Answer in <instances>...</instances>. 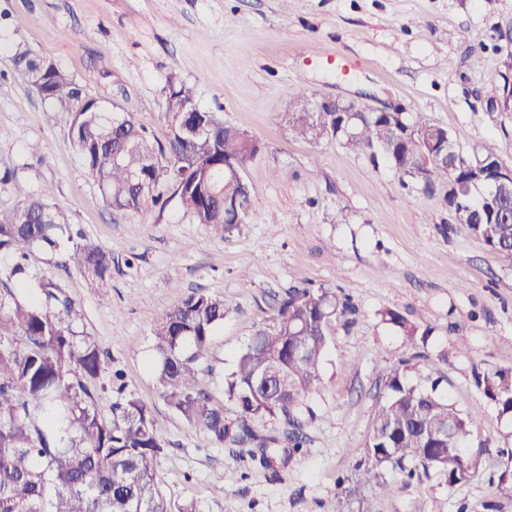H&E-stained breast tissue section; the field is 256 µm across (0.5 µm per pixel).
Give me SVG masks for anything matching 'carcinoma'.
I'll return each instance as SVG.
<instances>
[{"label": "carcinoma", "instance_id": "obj_1", "mask_svg": "<svg viewBox=\"0 0 512 512\" xmlns=\"http://www.w3.org/2000/svg\"><path fill=\"white\" fill-rule=\"evenodd\" d=\"M41 56L19 43L13 55L19 74L57 114L108 206L126 212L164 209L176 200L195 223L231 234L244 223L249 195L236 172L262 153L247 132L200 110L206 132L184 128L185 104L196 105L194 88L173 75L167 83L163 118L170 135L155 143L129 113L108 110L99 101L78 98V83L58 66L37 68ZM291 132L317 141L332 137L351 151L374 160L381 156L403 178L424 170L425 185L448 176L447 200L454 221L467 225L489 249L512 250V197L491 196L483 184L500 166L488 151L470 156L457 151L454 168L434 160L453 146L448 132L422 117H394L388 112H334L322 104L313 110L306 91L292 94ZM70 246L61 249V241ZM36 250L61 256L90 288L112 277V253L65 221L42 195L17 207L0 209V256L12 261L9 277L27 290L31 276L25 261ZM348 303L325 289L293 288L278 302L268 324L258 328L235 359L224 380V397L238 408L226 421L224 406L200 388L212 336L224 322V299L205 293L182 298L152 330L157 379L168 405L216 443L256 448L260 463L270 467L276 439L257 421L278 418L293 427L287 436L292 451L305 440L299 432L301 399L320 381V367L336 316ZM80 305L52 280L20 300L9 290L0 295V512H168L155 485V469L165 453L149 404L125 392L119 374L113 390L112 417L99 410L94 382L105 352L84 328ZM275 368L286 378L273 394L259 374ZM500 415L512 418V368L479 381ZM473 413H462L425 387L407 382L400 371L385 375L383 401L376 408L365 443L364 480L373 482L391 467L410 481L431 471L448 488L478 477L481 448L464 441Z\"/></svg>", "mask_w": 512, "mask_h": 512}]
</instances>
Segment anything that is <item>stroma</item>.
<instances>
[{"instance_id": "1", "label": "stroma", "mask_w": 512, "mask_h": 512, "mask_svg": "<svg viewBox=\"0 0 512 512\" xmlns=\"http://www.w3.org/2000/svg\"><path fill=\"white\" fill-rule=\"evenodd\" d=\"M0 13L13 18L0 25V208L50 192L68 223L111 252L112 279L96 291L43 253L29 266L80 302L106 353L101 410L116 399L107 385L117 370L151 406L170 512H512L498 488L512 425L476 382L512 367V259L455 223L446 178L429 189L402 181L386 160L331 137L303 140L287 123L301 84L318 102L421 114L463 152L491 149L512 168V113L486 109L512 49V0H0ZM20 42L159 143L173 74L195 86L199 107L256 138L263 152L241 171L250 198L239 232L194 223L174 201L160 213L109 208L47 102L16 73ZM292 288L333 290L353 310L337 318L321 383L304 399L303 452L271 470L168 406L151 330L181 296L223 297L230 313L202 387L232 418L224 377ZM390 310L426 342L409 343L385 321ZM395 368L415 384L438 379L441 397L476 412L465 445L484 451L477 479L451 488L432 472L407 485L388 468L378 483L359 481L383 376Z\"/></svg>"}]
</instances>
